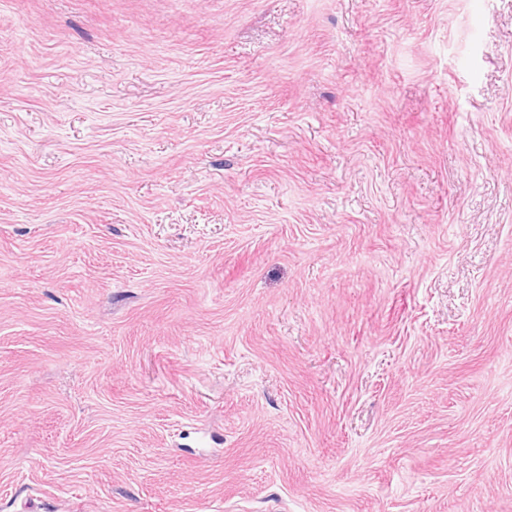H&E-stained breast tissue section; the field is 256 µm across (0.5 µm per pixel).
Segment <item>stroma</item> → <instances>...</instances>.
<instances>
[{
	"label": "stroma",
	"mask_w": 512,
	"mask_h": 512,
	"mask_svg": "<svg viewBox=\"0 0 512 512\" xmlns=\"http://www.w3.org/2000/svg\"><path fill=\"white\" fill-rule=\"evenodd\" d=\"M0 512H512V0H0Z\"/></svg>",
	"instance_id": "1"
}]
</instances>
